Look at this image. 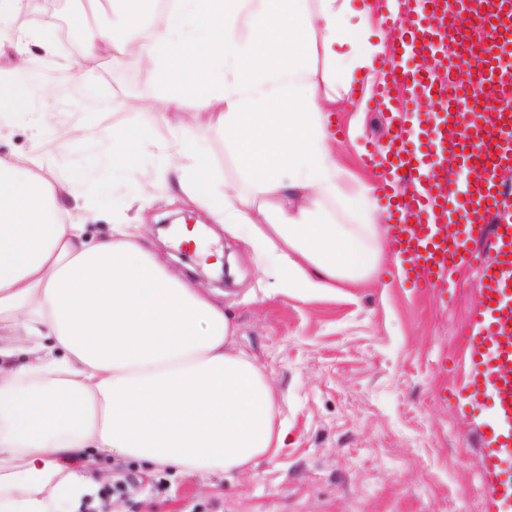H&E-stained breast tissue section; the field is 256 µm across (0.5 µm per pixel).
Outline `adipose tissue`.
I'll use <instances>...</instances> for the list:
<instances>
[{
	"label": "adipose tissue",
	"instance_id": "ef3b65f1",
	"mask_svg": "<svg viewBox=\"0 0 512 512\" xmlns=\"http://www.w3.org/2000/svg\"><path fill=\"white\" fill-rule=\"evenodd\" d=\"M174 0L137 56L166 87L157 117L137 115L112 135L110 195L129 170L173 175L179 190L232 233L247 230L276 286L307 296L363 282L379 256L364 227L320 221L341 193L321 93L308 61L318 47L360 41L365 83L384 45L360 0ZM111 26L87 32L88 52L127 49L153 0H111ZM19 54L0 77V136L22 121L41 138L58 113L30 109ZM209 112L236 151L242 185L212 189L200 140L153 155L156 121L186 102ZM31 151L0 158V512H79L95 497L102 459L150 471H238L284 448L275 398L259 366L233 352L222 303L173 276L115 223L91 240L65 220L61 191Z\"/></svg>",
	"mask_w": 512,
	"mask_h": 512
}]
</instances>
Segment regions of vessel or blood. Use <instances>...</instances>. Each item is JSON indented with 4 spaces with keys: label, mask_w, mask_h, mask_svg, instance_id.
Wrapping results in <instances>:
<instances>
[{
    "label": "vessel or blood",
    "mask_w": 512,
    "mask_h": 512,
    "mask_svg": "<svg viewBox=\"0 0 512 512\" xmlns=\"http://www.w3.org/2000/svg\"><path fill=\"white\" fill-rule=\"evenodd\" d=\"M410 0L396 19L398 52L375 83L393 112L384 152L387 173L379 190L395 197L389 250L403 262L406 280L440 298L454 288L453 272L476 262L482 283L470 308L462 343L464 372L456 391L478 411L477 453L488 512H512V215L499 172L512 167V112H474L479 94L512 99V0ZM475 36L465 62L479 72L462 85L435 80L452 72L449 27ZM424 97L442 114L424 123L408 107ZM488 240L485 259L477 243Z\"/></svg>",
    "instance_id": "b4317fda"
}]
</instances>
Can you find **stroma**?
Listing matches in <instances>:
<instances>
[{"label":"stroma","instance_id":"35a3bbf8","mask_svg":"<svg viewBox=\"0 0 512 512\" xmlns=\"http://www.w3.org/2000/svg\"><path fill=\"white\" fill-rule=\"evenodd\" d=\"M30 52L39 58L41 76L64 71L71 61L93 75L56 105L90 131L78 155L58 153L54 128L40 146L47 159L44 175L57 188L66 186L75 159L95 163L107 153L112 131L136 113L154 115L164 92L153 67L113 48L101 47L89 57L60 39L55 55L41 56L35 46ZM355 53L346 45L335 56L321 51L310 60L322 90L336 92L329 114L331 149L350 197L378 185V169L365 164L364 156L382 141L390 119L379 105L360 108L355 90L331 88L333 76ZM181 136L207 143L217 190L241 184L234 150L206 112L188 104L178 126L158 123V144ZM151 176L148 170L128 174L118 198L107 195L104 172L88 180L80 193L89 207V236L109 234L114 222L131 225L150 242L160 264L213 294L218 287L207 281L193 250L172 257L157 227L171 216L204 224L208 216L187 204L171 179L155 183L151 201L136 200L137 186ZM213 230L228 262L220 288L236 325L229 347L267 376L288 442L275 458L224 476L158 475L136 462L118 461L102 485L105 500L121 512H487L473 424L450 396L458 380L452 363L479 286L477 269L460 267L447 300L419 292L398 276L380 224L373 237L377 275L306 298L275 290L245 235H230L220 224Z\"/></svg>","mask_w":512,"mask_h":512}]
</instances>
